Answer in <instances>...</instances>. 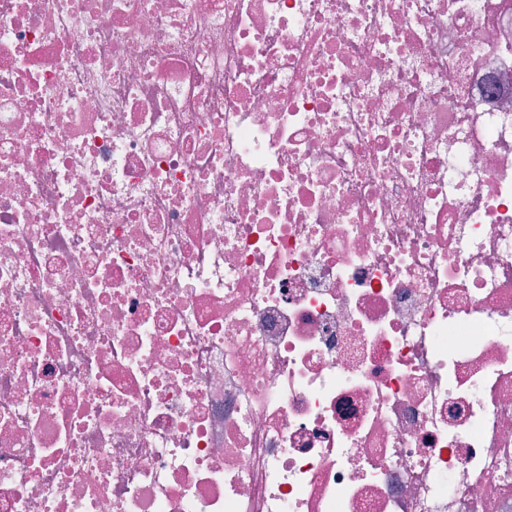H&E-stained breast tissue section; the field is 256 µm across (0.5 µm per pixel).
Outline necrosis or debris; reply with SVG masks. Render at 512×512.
Here are the masks:
<instances>
[{
	"label": "necrosis or debris",
	"mask_w": 512,
	"mask_h": 512,
	"mask_svg": "<svg viewBox=\"0 0 512 512\" xmlns=\"http://www.w3.org/2000/svg\"><path fill=\"white\" fill-rule=\"evenodd\" d=\"M0 512H512V0H0Z\"/></svg>",
	"instance_id": "1"
}]
</instances>
